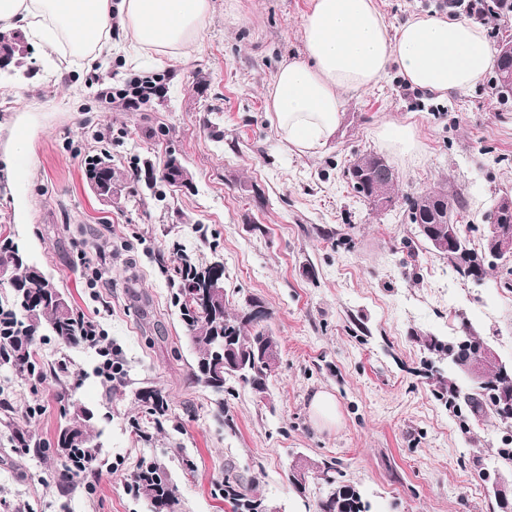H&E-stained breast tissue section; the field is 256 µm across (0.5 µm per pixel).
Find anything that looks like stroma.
<instances>
[{"instance_id": "obj_1", "label": "stroma", "mask_w": 512, "mask_h": 512, "mask_svg": "<svg viewBox=\"0 0 512 512\" xmlns=\"http://www.w3.org/2000/svg\"><path fill=\"white\" fill-rule=\"evenodd\" d=\"M306 9L307 0H213L185 57L118 49L100 82L65 44L21 32L25 58L0 71V233L98 323L125 378L108 386L95 349L50 336L37 345L44 381L0 367V418L38 441L10 447L0 422V512H149L133 475L150 463L176 484L175 512H231L215 493L227 478L253 485L272 512H315L322 480L299 490L288 479L301 457L335 460L372 512H499L482 475L512 488V462L499 453L512 425L489 416L463 434L417 338L450 339L466 323L512 363V257L482 284L462 278L411 224L406 198L433 189L463 198L458 221L480 246L494 200L512 195V95L490 76L441 97L406 87L392 68L350 95L322 153L289 151L265 93L280 63L303 53ZM139 71L162 79L160 96L135 109L101 98ZM388 121L415 126L417 154L382 151L375 131ZM100 151L118 176L108 202L84 176L85 157ZM362 153L383 155L399 175L389 210H372L344 175ZM171 155L187 186L132 179V167ZM186 258L223 262L231 308L251 296L267 310L281 354L267 400L237 385L219 400L192 380L195 350L172 304L171 274ZM96 271L111 287H87ZM148 389L168 409L146 443L130 421ZM321 390L341 413L329 428L310 415ZM71 396L94 412L100 453L94 474L65 487L54 445ZM185 456L193 471L182 470Z\"/></svg>"}]
</instances>
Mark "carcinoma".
Returning a JSON list of instances; mask_svg holds the SVG:
<instances>
[{"mask_svg": "<svg viewBox=\"0 0 512 512\" xmlns=\"http://www.w3.org/2000/svg\"><path fill=\"white\" fill-rule=\"evenodd\" d=\"M26 49L19 35L12 31L0 30V56L16 63L23 57ZM496 84L505 94L512 93V52L498 54ZM355 167L349 172L352 187L360 196L367 193L378 194L383 186L389 185L384 174L386 164L375 154L357 156ZM84 173L87 183L99 196L112 194L111 155L102 152L88 156L84 160ZM188 181V172L180 160L170 156L164 162L158 175L148 179L155 185L164 183L169 186H181ZM411 221L424 225L436 233L448 230V213L436 205L424 206L420 196L407 198ZM460 252L463 262L478 266L484 262L483 253L470 247V240L461 225H456ZM7 264L14 268L13 282L9 284V294L0 300V316L8 321V326L0 328V355L4 361L20 374L28 376L42 372L38 366L34 346L37 341L48 334L66 347L81 346L86 342V334L79 316L71 308L61 312L55 305L56 293L51 279L41 268L31 265L23 255L17 242L9 237L0 240V265ZM211 268H198L185 263L176 271L178 279L177 292L174 296L181 320L189 339L198 352L192 378L205 384L213 392L224 394L227 383L236 382L258 395L268 393L270 379L277 368L266 365L244 367L231 374L224 372V347L217 339L230 336L236 352H247L260 346L270 351L274 364H279V342L261 321L268 312L258 318H249L243 313H230L227 310L229 297L227 293L219 294L217 300L205 304L197 297V290L208 287ZM417 340L432 360L442 358L461 372L477 352L482 341L465 331L449 343L436 336H419ZM504 366L491 363L486 368L488 381L483 385H469L462 388L457 385L442 387L441 395L446 403L457 407L464 402L471 419L479 420L491 413L503 419L504 405L512 403V382L499 378ZM147 413L154 417L156 424L166 415L167 402L156 390L145 391L139 396ZM69 417L60 430L56 447L65 458L60 477L67 475V469L73 460L80 456L95 461L99 454V445L95 443V428L91 423L92 412L78 401L69 402ZM324 473L333 478L327 483L328 490L317 501L318 512H370V504L353 485L338 477L336 463L323 461ZM151 480L136 482L138 495L153 505V512H172L176 504V488L170 483L165 469L152 465ZM219 494L231 505L233 512H263L262 499L251 489L235 481L225 480L217 485Z\"/></svg>", "mask_w": 512, "mask_h": 512, "instance_id": "cac0c4a2", "label": "carcinoma"}]
</instances>
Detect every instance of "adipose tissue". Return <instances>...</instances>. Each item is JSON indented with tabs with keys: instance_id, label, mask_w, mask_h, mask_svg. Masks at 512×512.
<instances>
[{
	"instance_id": "ef3b65f1",
	"label": "adipose tissue",
	"mask_w": 512,
	"mask_h": 512,
	"mask_svg": "<svg viewBox=\"0 0 512 512\" xmlns=\"http://www.w3.org/2000/svg\"><path fill=\"white\" fill-rule=\"evenodd\" d=\"M211 0H0V25L21 26L96 66L120 30L128 49L177 58L196 45ZM305 57L283 62L268 87L271 125L298 153L336 136L348 95L396 69L412 88L447 96L476 88L497 66L485 24L420 14L389 30L376 0H308Z\"/></svg>"
}]
</instances>
